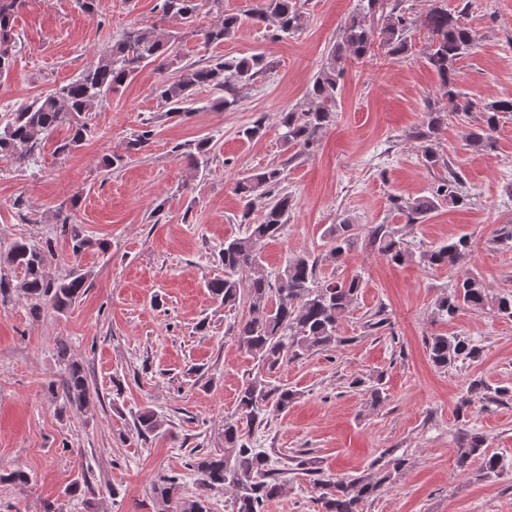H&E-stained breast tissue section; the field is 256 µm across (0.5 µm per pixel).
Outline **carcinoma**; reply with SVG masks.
I'll use <instances>...</instances> for the list:
<instances>
[{
	"mask_svg": "<svg viewBox=\"0 0 512 512\" xmlns=\"http://www.w3.org/2000/svg\"><path fill=\"white\" fill-rule=\"evenodd\" d=\"M22 0H0V78L9 75L13 63L16 39L13 36L15 13ZM210 10L221 15V21L204 31L205 43H221L235 35L243 18L226 13L224 0H207ZM362 8L350 14L342 26L341 39L333 44L325 62L307 92L310 105L293 107L280 113L279 127L284 141L302 153L313 152L320 144L324 131L336 115L340 84L347 61L362 60L371 55L378 43L391 55L408 52L407 32L416 22L426 28L429 46L426 60L437 74L448 103L454 111L466 112L469 103H461L456 74L457 63L476 45L475 30L464 20L466 8L451 13L439 5L430 8L417 20L395 3L387 0H359ZM201 0H162L161 20H176L191 26L198 15ZM248 16L268 27L275 35L293 34L304 26V16L293 0H257ZM183 33L160 31L156 27H132L112 46L103 50L97 61L87 67L75 80L58 86L30 103L0 115V157L20 166L37 161L46 140L61 126L68 127V137L56 147L60 154L79 148L90 133L83 114L104 101L113 90L124 84L140 69L157 64L160 70L173 69L153 89L159 104L171 113L195 111L196 88L208 86L218 93L215 105L233 108L239 101L241 89L270 70L273 62L261 54L247 58H220L217 62L197 67L181 64ZM512 113V98L490 102L482 107V121L464 133L468 145L482 151L496 148L494 132L502 115ZM448 113L443 107H427L423 125L414 136L429 141L447 124ZM153 131L141 130L132 134L125 154H112L105 168L110 172L122 166L125 155L140 151L151 140ZM283 169L266 167L246 175L236 183L237 193L250 202L255 196L268 198L259 221H252L250 207H245L240 223L246 225L244 235L224 241L220 261L224 277L208 282L212 294L224 306L237 308L247 305V313L232 328L240 346L257 362L258 369L271 373L304 352L334 348L346 338L338 335V326L362 285L358 273L334 281L316 280L317 260L298 253L290 257L276 276L266 272L259 245L279 237L288 223L292 199L279 191ZM467 201L463 182L455 171L429 194L411 200H392L408 224L426 221L442 205L461 206ZM72 216L60 220V232L70 236L71 255L79 257L92 241L71 222ZM360 225L343 220L327 232L330 249L328 257L336 261L356 245ZM368 241L378 253L395 264L409 259L397 233L386 224L368 228ZM472 251V242L461 236L420 256L430 268L459 267ZM55 258L51 241L34 244L17 240L11 243L0 262L21 270L23 279L15 282L0 275V303L11 294L21 291L30 301V314L38 318L46 308L58 313L66 311L85 292L84 277L77 273L52 278L46 272ZM440 319H452L461 310L494 314L512 319V294L491 296L485 284L474 273L456 279L451 290L440 295L434 304ZM426 348L433 365L447 369L457 362L474 361L483 348L467 336L431 335ZM56 357L62 375L47 385L51 396H60V411L84 409L98 392L91 389L83 367L73 359L71 346L65 340L56 342ZM512 390L491 388L484 379H473L457 404V417L465 418L475 402H494ZM295 393L284 385L266 379L260 372L248 378L237 395V415L224 422V448L194 456L188 469L194 472L198 494L182 496L180 474H164L153 485L154 493L169 504L168 512H208L205 496L215 490L233 492L232 512H265L266 505L283 492L284 470L274 467L270 456L252 442L255 428L268 422L272 412L283 413L294 402ZM161 426L158 414L152 409L140 411L133 420L132 431L145 441ZM480 463L484 474H497L504 468L503 458L487 450L484 436L474 429L461 432L457 463L464 469L473 462ZM407 459L387 449L372 464L374 472L355 477L324 476L308 469L314 476V489L322 512H363L365 504L375 498L392 474L404 470Z\"/></svg>",
	"mask_w": 512,
	"mask_h": 512,
	"instance_id": "1",
	"label": "carcinoma"
}]
</instances>
